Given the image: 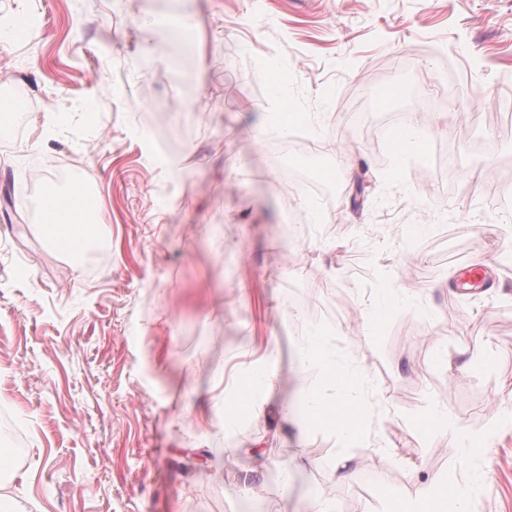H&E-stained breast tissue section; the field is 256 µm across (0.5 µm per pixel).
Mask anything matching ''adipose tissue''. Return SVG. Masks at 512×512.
I'll list each match as a JSON object with an SVG mask.
<instances>
[{
	"label": "adipose tissue",
	"instance_id": "obj_1",
	"mask_svg": "<svg viewBox=\"0 0 512 512\" xmlns=\"http://www.w3.org/2000/svg\"><path fill=\"white\" fill-rule=\"evenodd\" d=\"M40 221L47 229L48 246L63 253L68 252V243L74 239L84 240L89 246L99 244L108 229L99 210L77 188L45 196ZM301 363L320 367L328 384L336 391L334 398L328 401L315 396L307 399L309 419L340 432L346 441L358 440L365 421V410L355 394L360 383L359 374L338 367L335 356L319 335L310 337ZM271 396L272 382L267 366L255 365L244 390L225 404L224 428H231L239 420L259 416ZM472 494L471 482L453 475L446 483L427 491L415 494L389 491V512H467Z\"/></svg>",
	"mask_w": 512,
	"mask_h": 512
}]
</instances>
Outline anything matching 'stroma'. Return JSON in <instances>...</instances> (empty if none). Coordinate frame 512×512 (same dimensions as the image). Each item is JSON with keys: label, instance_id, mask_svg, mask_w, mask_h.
I'll return each mask as SVG.
<instances>
[{"label": "stroma", "instance_id": "1", "mask_svg": "<svg viewBox=\"0 0 512 512\" xmlns=\"http://www.w3.org/2000/svg\"><path fill=\"white\" fill-rule=\"evenodd\" d=\"M27 9L36 37L0 41L24 123L0 134V409L25 437L8 492L32 512H386L389 489L488 465L469 512H512V419L494 407L512 391V271L489 261L512 241V0H0V19ZM389 88L395 110L442 99L425 150L357 127L359 99ZM284 101L330 151L335 209L280 188ZM62 158L112 231L77 266L39 231ZM469 263L491 287L453 293ZM315 333L361 375L359 441L284 417L335 394L300 364ZM267 360L272 399L222 432L214 385L235 396ZM437 407L447 430L421 436ZM460 433L488 435V459L461 466Z\"/></svg>", "mask_w": 512, "mask_h": 512}]
</instances>
